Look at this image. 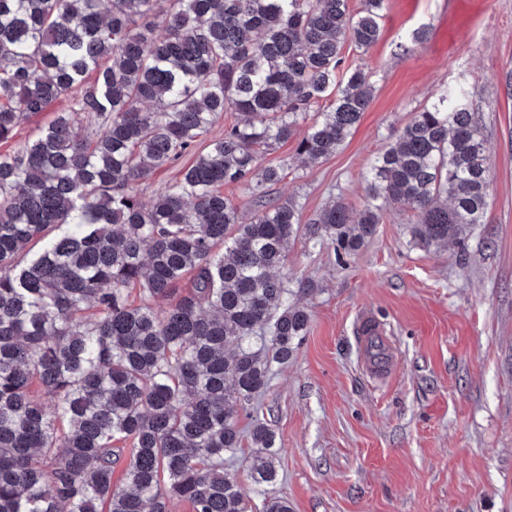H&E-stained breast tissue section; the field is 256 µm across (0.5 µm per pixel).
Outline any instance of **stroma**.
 Masks as SVG:
<instances>
[{"mask_svg":"<svg viewBox=\"0 0 512 512\" xmlns=\"http://www.w3.org/2000/svg\"><path fill=\"white\" fill-rule=\"evenodd\" d=\"M382 14L377 43L343 49L372 85L360 123L315 164L293 137L259 153V167L284 170L267 199L292 200L305 222L335 201L363 209L392 133L462 85L490 153L489 205L436 249L413 242L414 216L396 205L351 256L302 238L289 247L288 301L308 312V333L238 407L240 427L256 417L274 430L277 480L255 485L247 451L224 461L249 512L270 495L292 512H512V0H384ZM365 317L394 338L389 376L361 367Z\"/></svg>","mask_w":512,"mask_h":512,"instance_id":"stroma-1","label":"stroma"}]
</instances>
